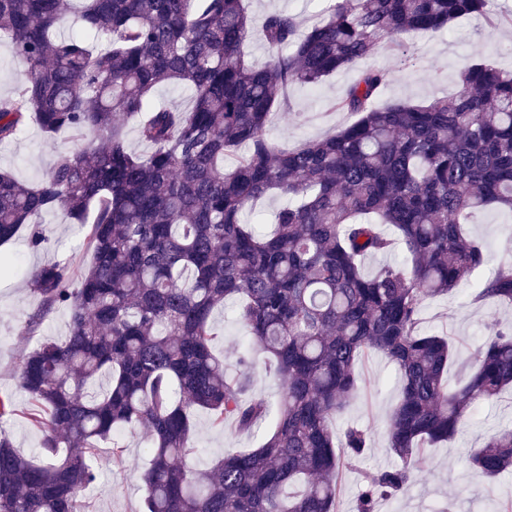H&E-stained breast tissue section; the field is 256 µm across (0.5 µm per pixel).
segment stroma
<instances>
[{
    "label": "stroma",
    "mask_w": 512,
    "mask_h": 512,
    "mask_svg": "<svg viewBox=\"0 0 512 512\" xmlns=\"http://www.w3.org/2000/svg\"><path fill=\"white\" fill-rule=\"evenodd\" d=\"M328 5L329 0H247L249 14L257 24L267 12L283 10L308 26L323 16ZM408 41L410 49L406 52L386 43L378 45L358 66L336 72L318 87H289L291 109L271 113L270 137L295 147L353 123L355 114L327 111L325 102L342 96L359 71L366 68L383 69L392 75L391 83L376 101L380 107L399 100L422 104L450 95L456 90L460 71L477 59L500 69H512V25L492 29L480 16L460 19L452 31L427 33L420 38L412 35ZM74 146L69 134L62 132L50 139L32 123L16 141L0 145V166L32 183L58 153ZM43 221L47 247L31 248L23 233L0 246V256L12 262L11 269L0 275V394L14 399L16 413L5 427L15 447L28 456L39 451L40 432L32 418L41 408L20 391L18 364L42 340L60 339L68 333V319L61 311L50 313L36 331H29L27 320L39 308L40 298L30 290L28 277L46 262L64 260L81 269L92 259L85 246L88 225L73 223L60 212L45 215ZM465 230L483 243L489 255L488 269L512 262V212L487 209ZM471 294V284H463L451 295L428 300L421 311L424 327L447 337L452 347L448 365V385L452 388L466 378L476 350L488 337L501 329L512 330V305L475 302ZM214 318L222 328L214 351L223 356L226 366H234L247 343L246 332L233 315L232 303H225ZM357 373L362 380L361 391L331 426L337 432L350 424L366 428L371 446L354 467L342 474L339 512H356L362 472L387 469L397 462L388 442L390 413L400 390L395 366L385 356L372 353L358 363ZM505 427H512V388L503 391L496 401L480 404L452 439L425 449L417 460L423 480L410 484L398 495L378 500L376 512H507L512 507V473L488 478L469 463L470 454L483 446L489 435ZM267 432L264 425L251 432L238 431L229 423L216 429L206 412H197L193 440L198 453L194 462L201 468L210 467L223 454L258 447ZM119 444L121 459H113L108 443L93 458L97 480L81 495L84 512H137L140 474L148 467L150 456L142 432H123Z\"/></svg>",
    "instance_id": "obj_1"
}]
</instances>
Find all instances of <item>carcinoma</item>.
Masks as SVG:
<instances>
[{
	"label": "carcinoma",
	"instance_id": "cac0c4a2",
	"mask_svg": "<svg viewBox=\"0 0 512 512\" xmlns=\"http://www.w3.org/2000/svg\"><path fill=\"white\" fill-rule=\"evenodd\" d=\"M492 0H331L311 27L270 12L261 25L269 61L241 54L254 31L244 0H79V34L58 22L68 0H0V42L27 67L0 98V144L30 119L75 149L29 184L0 169V244L28 231L46 246L43 215L76 224L93 213L78 271L53 261L30 287L68 314V335L24 354L19 385L46 418L39 455L19 453L0 428V512H82L97 479L90 457L125 429L145 432L150 454L139 512H338L344 468L369 432L330 421L355 397L356 363L380 353L402 382L389 445L400 465L364 474L357 512L419 477L414 458L454 436L473 407L512 386V336L498 333L474 356L464 383L444 385L450 345L422 330L424 303L455 291L488 264L463 225L489 207L512 210V70L474 63L458 91L424 105L375 98L391 75L367 69L329 109L359 119L288 148L267 133L288 108V87L316 86L381 43L407 48L471 15L496 28L512 18ZM184 86L187 109L155 108L153 91ZM136 121L148 154L131 151ZM286 198L274 229L245 216L272 191ZM397 253L371 273L364 261ZM240 300L252 344L282 383L275 424L256 448L194 463L193 417L251 431L270 414L244 397L212 344L215 308ZM473 300L512 304V264L479 280ZM486 477L512 469V428L470 458Z\"/></svg>",
	"mask_w": 512,
	"mask_h": 512
}]
</instances>
